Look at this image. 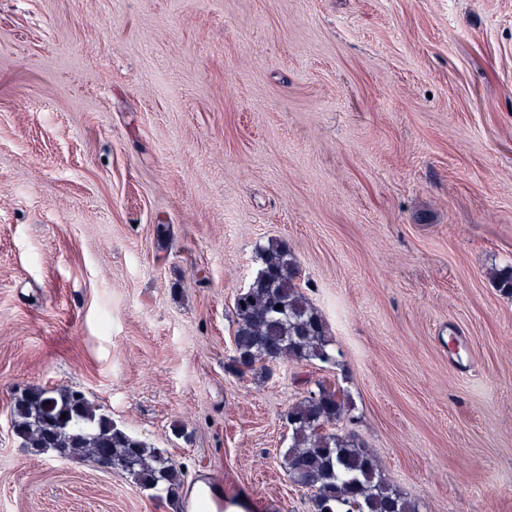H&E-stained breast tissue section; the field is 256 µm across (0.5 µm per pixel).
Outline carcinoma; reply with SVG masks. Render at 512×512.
I'll use <instances>...</instances> for the list:
<instances>
[{
	"mask_svg": "<svg viewBox=\"0 0 512 512\" xmlns=\"http://www.w3.org/2000/svg\"><path fill=\"white\" fill-rule=\"evenodd\" d=\"M257 253L260 268L234 299V363L246 361L248 370L265 373L280 361L333 363L328 325L301 290L291 252L271 239ZM353 418L343 388L314 381L286 416L291 444L282 465L290 481L310 492L314 512H417L384 477L377 455L354 434L338 430ZM11 425L22 447L68 461L108 462L157 499L184 485L171 458L117 426L81 391L26 388L14 396Z\"/></svg>",
	"mask_w": 512,
	"mask_h": 512,
	"instance_id": "cac0c4a2",
	"label": "carcinoma"
}]
</instances>
